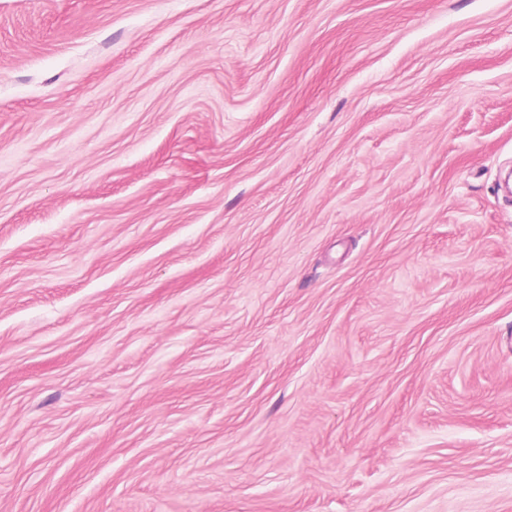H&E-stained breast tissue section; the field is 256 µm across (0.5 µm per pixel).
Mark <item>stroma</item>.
<instances>
[{"mask_svg": "<svg viewBox=\"0 0 512 512\" xmlns=\"http://www.w3.org/2000/svg\"><path fill=\"white\" fill-rule=\"evenodd\" d=\"M512 0H0V512H512Z\"/></svg>", "mask_w": 512, "mask_h": 512, "instance_id": "35a3bbf8", "label": "stroma"}]
</instances>
